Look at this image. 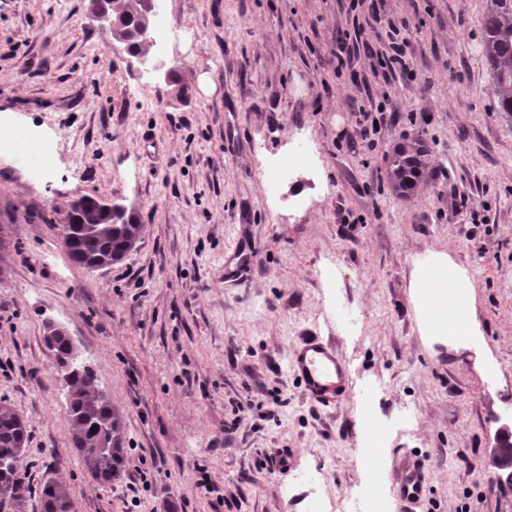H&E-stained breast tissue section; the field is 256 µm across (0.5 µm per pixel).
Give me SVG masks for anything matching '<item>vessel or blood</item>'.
<instances>
[{
    "instance_id": "vessel-or-blood-1",
    "label": "vessel or blood",
    "mask_w": 512,
    "mask_h": 512,
    "mask_svg": "<svg viewBox=\"0 0 512 512\" xmlns=\"http://www.w3.org/2000/svg\"><path fill=\"white\" fill-rule=\"evenodd\" d=\"M289 361L304 394L318 407H336L347 397L349 368L331 340L316 333L301 337Z\"/></svg>"
}]
</instances>
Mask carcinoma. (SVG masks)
<instances>
[{
	"instance_id": "obj_1",
	"label": "carcinoma",
	"mask_w": 512,
	"mask_h": 512,
	"mask_svg": "<svg viewBox=\"0 0 512 512\" xmlns=\"http://www.w3.org/2000/svg\"><path fill=\"white\" fill-rule=\"evenodd\" d=\"M113 17L122 24L110 31L112 39L127 44L134 56L146 48L148 27L143 0H116ZM483 55L492 76L498 111L512 119V0H487L483 21ZM430 151L418 138L397 143L390 157L389 184L399 198L415 194L430 174ZM104 198L89 197L87 206L70 208L64 244L79 264L107 268L137 248L143 224L127 211L106 217L100 213ZM70 439L88 474L108 484L119 477L122 448L121 419L99 387L92 372L75 362L68 370ZM29 438L25 421L6 402L0 401V495L6 497L0 512H24L38 494L42 512H74L68 487L54 479L33 489L21 467Z\"/></svg>"
}]
</instances>
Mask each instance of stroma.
<instances>
[{"mask_svg": "<svg viewBox=\"0 0 512 512\" xmlns=\"http://www.w3.org/2000/svg\"><path fill=\"white\" fill-rule=\"evenodd\" d=\"M89 2L0 0V129L54 156L43 173L0 156V398L26 422L31 484L62 481L75 512H308L318 491L402 512L390 473L408 457L418 512H512V474L491 459L512 426V121L482 52L486 0H165L180 38L148 80ZM391 15L410 23V70L386 83L368 56ZM369 100L374 134L355 117ZM405 137L433 176L400 199L387 167ZM300 140L309 165L270 197L272 161ZM453 189L469 198L456 214ZM98 195L144 231L91 270L59 228ZM242 246L257 262L226 281ZM445 260L471 285L457 336L418 297ZM49 319L122 418L112 483L70 444ZM311 330L350 371L328 412L288 363ZM277 454L293 468H265Z\"/></svg>", "mask_w": 512, "mask_h": 512, "instance_id": "35a3bbf8", "label": "stroma"}]
</instances>
